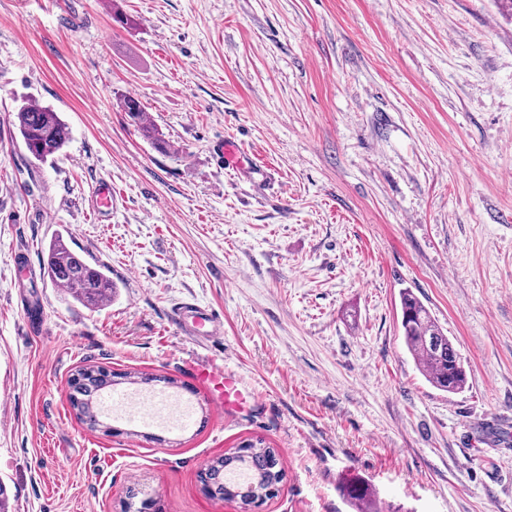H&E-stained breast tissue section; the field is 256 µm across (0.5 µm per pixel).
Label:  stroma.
<instances>
[{"mask_svg":"<svg viewBox=\"0 0 512 512\" xmlns=\"http://www.w3.org/2000/svg\"><path fill=\"white\" fill-rule=\"evenodd\" d=\"M25 99L71 129L53 159L16 129ZM221 139L265 179L221 164ZM58 236L105 266L111 301L49 280ZM405 288L454 342L463 391L416 367ZM185 301L220 313L223 339L181 332ZM86 365L175 379L190 424L156 437L114 410L88 429L70 404ZM199 365L260 405L217 415ZM256 439L285 470L257 512H353L347 476L378 512H512V16L499 0H0L8 512H238L203 473ZM122 108L124 112H127L143 137L151 140L158 149H167L166 143L156 134L155 125L147 119L144 108L137 98L125 96L122 100ZM339 492L351 505L356 504L358 509L364 510L370 507L373 496L370 485L361 479L346 480L339 486Z\"/></svg>","mask_w":512,"mask_h":512,"instance_id":"stroma-1","label":"stroma"}]
</instances>
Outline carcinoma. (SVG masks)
Returning <instances> with one entry per match:
<instances>
[{
    "label": "carcinoma",
    "mask_w": 512,
    "mask_h": 512,
    "mask_svg": "<svg viewBox=\"0 0 512 512\" xmlns=\"http://www.w3.org/2000/svg\"><path fill=\"white\" fill-rule=\"evenodd\" d=\"M122 108L143 137L160 150L166 143L156 134L141 102L131 96L122 100ZM18 131L28 152L38 161L54 157L70 138L68 125L47 107L26 102L16 113ZM44 271L50 281L62 285L84 305L95 306L112 297L115 285L102 268L93 267L71 252L62 239L49 244L43 257ZM401 329L404 343L427 380L436 389L456 393L465 388L467 373L453 342L430 315L423 303L410 291L401 297ZM71 406L77 418L89 429L100 426L94 396L106 384L99 368L86 366L77 372ZM285 478L276 449L264 441H246L212 459L204 483L209 493L224 499H238L260 506L271 497ZM339 492L350 504L364 510L372 503V489L361 479L346 480Z\"/></svg>",
    "instance_id": "obj_1"
}]
</instances>
